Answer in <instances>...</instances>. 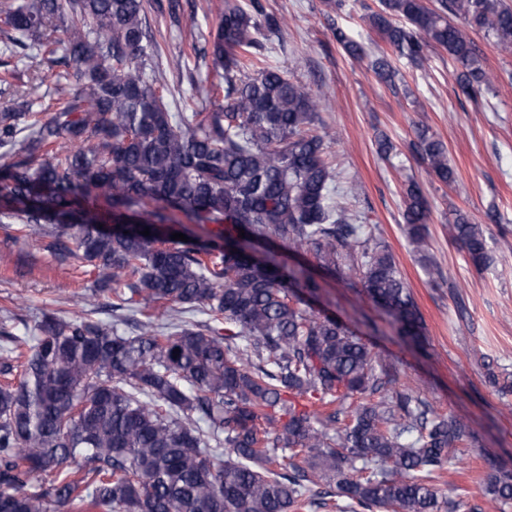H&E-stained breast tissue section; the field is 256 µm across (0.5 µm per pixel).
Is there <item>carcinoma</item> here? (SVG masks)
I'll return each mask as SVG.
<instances>
[{
  "mask_svg": "<svg viewBox=\"0 0 512 512\" xmlns=\"http://www.w3.org/2000/svg\"><path fill=\"white\" fill-rule=\"evenodd\" d=\"M142 15L143 0H0L5 44L73 68L46 105L10 104L15 91L0 77V220L41 227L58 261L97 272L96 307L45 310L30 336L0 325V512L86 501L101 512H290L331 501L337 512H442L435 479L465 422L428 416L361 337L293 303L320 288L306 270L252 254L264 241L313 254L340 280L357 274L401 335L421 334L392 255L370 246L342 205L357 188L335 183L325 137L311 128L321 94L278 66L246 75L280 22L225 0L211 43L224 108L174 112ZM369 19L409 61L446 51L469 98L489 83L471 34L512 51L507 0H382ZM334 35L361 56L345 29ZM372 69L395 76L384 55ZM416 136L429 174L454 181L445 144ZM404 198V232L425 264L430 206L414 181ZM178 213L214 225L209 237ZM451 231L475 270L490 265L480 225L459 213ZM104 305L110 324L97 317ZM198 312L206 319H190ZM133 316L130 335L120 325ZM486 490L511 501L512 476L489 478Z\"/></svg>",
  "mask_w": 512,
  "mask_h": 512,
  "instance_id": "carcinoma-1",
  "label": "carcinoma"
}]
</instances>
